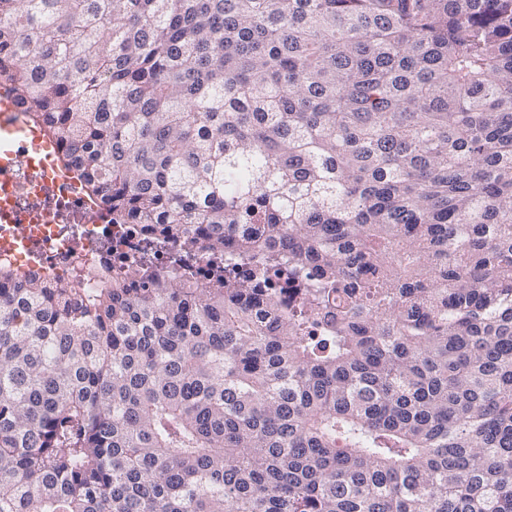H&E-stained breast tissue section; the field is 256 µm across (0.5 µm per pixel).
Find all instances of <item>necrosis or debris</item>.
Segmentation results:
<instances>
[{
    "mask_svg": "<svg viewBox=\"0 0 512 512\" xmlns=\"http://www.w3.org/2000/svg\"><path fill=\"white\" fill-rule=\"evenodd\" d=\"M0 125L8 128L0 139V267L22 278L77 276L86 288L101 274L128 283L144 259L156 273L180 276V242L155 250L140 225L113 223L42 124L17 106L0 112Z\"/></svg>",
    "mask_w": 512,
    "mask_h": 512,
    "instance_id": "4bbe7bcc",
    "label": "necrosis or debris"
}]
</instances>
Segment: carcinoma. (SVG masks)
Here are the masks:
<instances>
[{"label": "carcinoma", "mask_w": 512, "mask_h": 512, "mask_svg": "<svg viewBox=\"0 0 512 512\" xmlns=\"http://www.w3.org/2000/svg\"><path fill=\"white\" fill-rule=\"evenodd\" d=\"M0 84L224 257L0 271V512H512V0H0Z\"/></svg>", "instance_id": "carcinoma-1"}]
</instances>
